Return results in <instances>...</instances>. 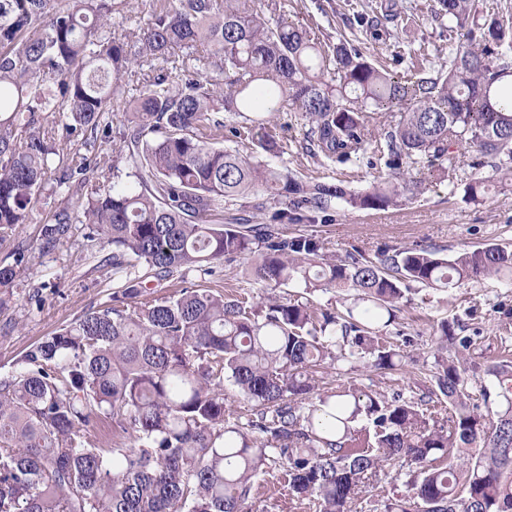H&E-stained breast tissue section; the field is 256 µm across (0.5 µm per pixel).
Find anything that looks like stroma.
<instances>
[{"instance_id": "35a3bbf8", "label": "stroma", "mask_w": 512, "mask_h": 512, "mask_svg": "<svg viewBox=\"0 0 512 512\" xmlns=\"http://www.w3.org/2000/svg\"><path fill=\"white\" fill-rule=\"evenodd\" d=\"M414 15L413 23L391 28L389 35L371 38L365 32L352 30L343 23L345 15L370 12L377 0H277L279 13L290 22L311 29L320 40L335 43L347 38L364 55L377 60L392 75L409 77L411 61L436 65L448 57L451 41L447 22L435 20L431 0H401ZM285 125L288 148L272 158V165L285 167L312 182H339L350 190L366 188L377 176L386 175L384 165H370L367 159L339 164L324 157L313 158L302 153L298 143L302 128L289 113L277 115ZM470 154L458 151L449 180L431 177L427 169H419L426 189L411 203L386 210H354L343 201H332L327 212L301 224L288 225L293 235L310 237L322 246L325 254L341 255L358 248L372 253L390 245L411 247L432 245L455 252L489 244L512 247V184L493 182L484 200L467 201L463 190H452V183L470 175ZM54 204L41 200L33 206L27 223L17 225L10 237L0 242V265L12 264L16 250H24L29 271L16 278L5 305L0 306V374L12 371L22 352L44 336L50 335L88 309L108 301L117 283L112 270L99 266L90 250L80 242L67 241L54 249H44L39 240V226ZM277 203L257 191L225 203L217 219L233 224L246 218L254 224L269 222ZM244 259L224 258L213 262L209 274L189 273L187 278L173 276L151 283L160 295L175 293L183 281L224 293L248 292L254 297L295 294L289 285L270 290L256 284L246 273ZM43 284L41 303L31 302L33 285ZM463 326L466 335L483 337L482 349L472 351L476 368L468 379L472 404L480 410H496L495 400H484L481 391L492 386L484 372L488 360L500 347H512V285L486 279L455 288H415L399 304L394 323L385 330L387 336L403 346L400 370L380 372L362 364H353L346 373L326 370L320 385L322 392L341 390L348 381L366 392L404 395L416 392L420 382L428 378L434 366L437 345L433 336L440 322Z\"/></svg>"}]
</instances>
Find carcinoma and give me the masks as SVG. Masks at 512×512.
<instances>
[{"instance_id": "obj_1", "label": "carcinoma", "mask_w": 512, "mask_h": 512, "mask_svg": "<svg viewBox=\"0 0 512 512\" xmlns=\"http://www.w3.org/2000/svg\"><path fill=\"white\" fill-rule=\"evenodd\" d=\"M126 2L0 0V242L27 223L33 202L50 199L43 247L82 224L87 242L111 247L101 266L117 274L131 257L146 266L0 376V512H246L257 478L276 471L288 508L353 512L395 465L410 467L406 493L382 512H512L511 352L486 368L494 393L483 397L500 404L491 413L467 390L465 352L479 338L445 321L418 395L388 399L350 384L337 399L314 396L326 367L398 370L403 350L383 329L410 284L512 281V251L384 246L330 257L282 229L336 199L355 210L411 201L425 189L411 171L424 162L447 178L462 147L467 199L488 193L485 169L512 181V24L479 21L476 0H431L459 40L439 69L402 81L346 40L323 44L268 16L274 0H154L133 40L112 32ZM404 20L394 0L354 16L371 32ZM178 69L184 83L173 87ZM133 83L136 96L114 113ZM394 107L399 118L378 132L389 175L358 192L224 147L227 131L279 156L271 116L286 109L313 156L346 161L370 146L373 111ZM220 112L238 120L226 130ZM77 141L90 152L71 151ZM259 189L285 204L272 223L212 220L221 202ZM251 255L270 288L330 286L357 298L345 316L293 295L254 303L193 286L141 301L149 278L206 274L213 261ZM25 265L20 253L0 267V288ZM226 380L246 411L226 408ZM321 412L335 420L328 433L315 426ZM360 417L366 424L354 426Z\"/></svg>"}]
</instances>
